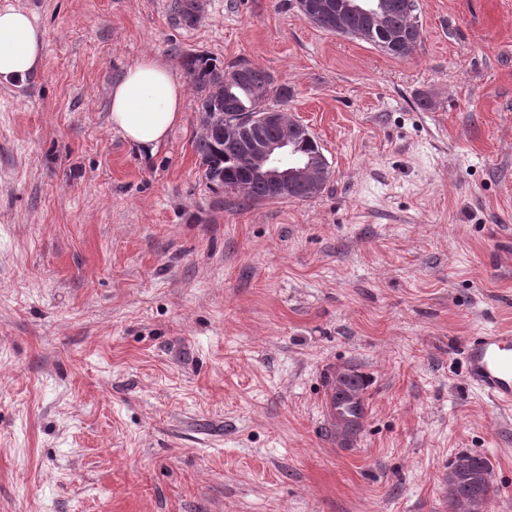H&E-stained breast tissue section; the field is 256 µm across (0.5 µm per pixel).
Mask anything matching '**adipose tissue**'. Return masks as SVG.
I'll return each mask as SVG.
<instances>
[{
  "label": "adipose tissue",
  "mask_w": 512,
  "mask_h": 512,
  "mask_svg": "<svg viewBox=\"0 0 512 512\" xmlns=\"http://www.w3.org/2000/svg\"><path fill=\"white\" fill-rule=\"evenodd\" d=\"M45 33L26 10L0 7V82L23 81L40 68ZM186 88L170 65L146 55L113 82L110 122L139 149L153 152L179 122Z\"/></svg>",
  "instance_id": "obj_1"
}]
</instances>
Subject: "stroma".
<instances>
[{
  "label": "stroma",
  "instance_id": "obj_1",
  "mask_svg": "<svg viewBox=\"0 0 512 512\" xmlns=\"http://www.w3.org/2000/svg\"><path fill=\"white\" fill-rule=\"evenodd\" d=\"M0 0L45 32L0 84V512H448V463L512 512V409L462 350L512 333V0H416L405 59L294 0ZM152 54L285 82L331 175L305 201L210 189L199 100L151 156L109 121ZM430 108H420V98ZM371 378L325 435L328 369ZM359 369L354 366L343 368L344 373L353 371L352 380L349 382L348 389L349 393L342 398H338L333 393V389L330 386L328 376L325 379L326 387L331 392L330 404L332 403L337 410V414L344 420V424L357 425V430L361 431L363 428V420L366 414V390L369 386L366 377L358 371Z\"/></svg>",
  "mask_w": 512,
  "mask_h": 512
}]
</instances>
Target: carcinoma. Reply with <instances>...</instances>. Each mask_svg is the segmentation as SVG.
<instances>
[{
  "label": "carcinoma",
  "instance_id": "1",
  "mask_svg": "<svg viewBox=\"0 0 512 512\" xmlns=\"http://www.w3.org/2000/svg\"><path fill=\"white\" fill-rule=\"evenodd\" d=\"M388 2L391 3V7L383 30L370 28L366 15L355 12L347 21L349 35L380 47L389 35L398 34L402 38L401 47L391 48L387 54L394 58H405L421 39L418 21L414 14L407 12L403 7L404 0ZM169 8L171 13L187 23L196 11V0H171ZM243 65L248 68V84L219 93L217 87L221 83L224 65L202 55H187L182 60V66L199 99V112L203 116L220 119L218 128L199 134L194 139V149L201 162L202 176L213 190L221 189L227 179L241 178L245 175V168L238 158L224 149L226 117L245 109L256 108L257 102L252 100L254 88L263 91L265 101L274 100L284 105L292 97L291 88L285 83H276L269 72L246 61ZM249 180L252 183V191L246 201L271 200L267 186L261 178L252 174ZM349 371L352 372V380L348 384L349 393L342 398L334 393L330 394V403L336 407L337 414L344 420L345 425L355 424L360 431L366 414V390L369 383L358 368H344V372ZM488 472L490 466L486 459L468 452L456 454L448 465L446 478L445 497L448 500L449 512H470L476 488L482 482L484 474Z\"/></svg>",
  "mask_w": 512,
  "mask_h": 512
}]
</instances>
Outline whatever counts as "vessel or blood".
I'll use <instances>...</instances> for the list:
<instances>
[{"mask_svg":"<svg viewBox=\"0 0 512 512\" xmlns=\"http://www.w3.org/2000/svg\"><path fill=\"white\" fill-rule=\"evenodd\" d=\"M464 361L471 384L495 405L512 407V335L492 330L471 338Z\"/></svg>","mask_w":512,"mask_h":512,"instance_id":"obj_1","label":"vessel or blood"}]
</instances>
